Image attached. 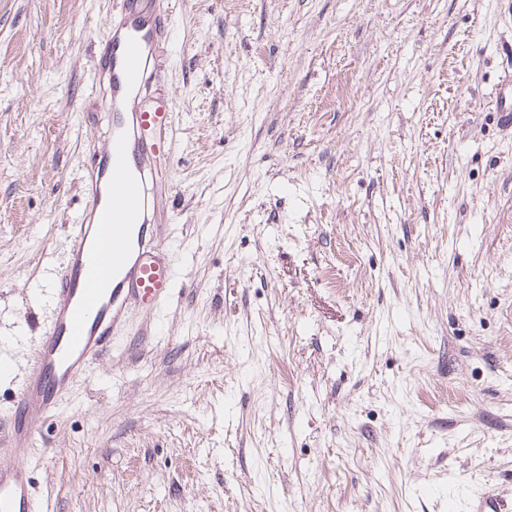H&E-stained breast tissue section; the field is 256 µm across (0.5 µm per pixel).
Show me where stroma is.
Instances as JSON below:
<instances>
[{
	"instance_id": "obj_1",
	"label": "stroma",
	"mask_w": 512,
	"mask_h": 512,
	"mask_svg": "<svg viewBox=\"0 0 512 512\" xmlns=\"http://www.w3.org/2000/svg\"><path fill=\"white\" fill-rule=\"evenodd\" d=\"M121 0H0V419L103 148ZM512 0H177L176 279L47 419L50 512H469L512 497ZM470 512H510L512 500L505 502L502 498L489 492L479 493L471 499Z\"/></svg>"
}]
</instances>
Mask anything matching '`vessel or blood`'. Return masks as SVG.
<instances>
[{"label": "vessel or blood", "mask_w": 512, "mask_h": 512, "mask_svg": "<svg viewBox=\"0 0 512 512\" xmlns=\"http://www.w3.org/2000/svg\"><path fill=\"white\" fill-rule=\"evenodd\" d=\"M122 2L118 31L96 67L108 144L82 172L84 203L49 290L52 318L0 430V450L13 459L0 467V512H48L26 464L43 418L56 415L74 386L90 377L133 310L168 300L175 277L156 222L166 189L157 161L170 147L174 114L165 100L142 106L171 6L169 0ZM470 507L512 512L511 502L488 492L475 495Z\"/></svg>", "instance_id": "b4317fda"}]
</instances>
